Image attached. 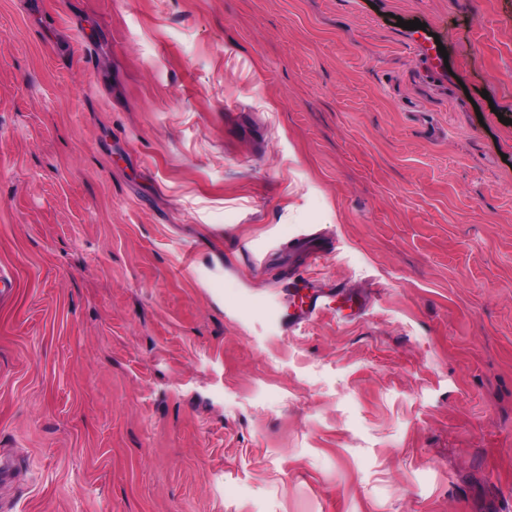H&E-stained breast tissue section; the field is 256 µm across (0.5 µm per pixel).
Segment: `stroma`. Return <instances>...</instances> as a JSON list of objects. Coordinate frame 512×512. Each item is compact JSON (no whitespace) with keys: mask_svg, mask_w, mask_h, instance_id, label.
Masks as SVG:
<instances>
[{"mask_svg":"<svg viewBox=\"0 0 512 512\" xmlns=\"http://www.w3.org/2000/svg\"><path fill=\"white\" fill-rule=\"evenodd\" d=\"M1 269L0 512H512V0H0ZM339 291L335 288H319L312 286L301 296L298 305L288 314V328L308 322L319 314L335 311L336 298Z\"/></svg>","mask_w":512,"mask_h":512,"instance_id":"stroma-1","label":"stroma"}]
</instances>
